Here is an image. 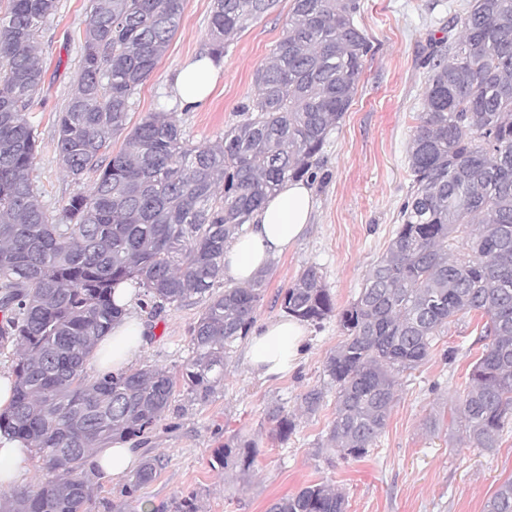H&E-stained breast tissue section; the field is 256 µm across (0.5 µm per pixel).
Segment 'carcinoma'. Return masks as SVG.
Wrapping results in <instances>:
<instances>
[{
    "label": "carcinoma",
    "instance_id": "carcinoma-1",
    "mask_svg": "<svg viewBox=\"0 0 512 512\" xmlns=\"http://www.w3.org/2000/svg\"><path fill=\"white\" fill-rule=\"evenodd\" d=\"M276 0H213L208 53L274 8ZM58 0H9L0 17V346L15 347L16 383L0 429L34 449V490L0 494V512H87L94 448L143 438L170 409L176 388L205 402L224 382L234 343L247 336L267 270L217 290L224 244L268 194L314 177L313 160L349 111L370 42L355 23L359 0H293L271 58L254 72L258 94L224 138L194 145L171 112L128 115L175 35L184 0H91L74 93L58 112L57 159L87 192L61 216L41 201L39 140L25 118L45 83L42 25ZM461 35L440 43L426 65L425 111L409 142L412 176L401 224L341 310L320 268L309 265L281 290V308L314 326L332 316L344 336L323 372L336 387L326 444L364 457L384 432L398 377L430 356L457 316L485 318V346L454 414L466 447L492 451L512 424V0H470ZM125 134L122 148L112 140ZM137 285L142 306L202 304L191 356L179 374L152 364L91 376L99 337L121 316L114 288ZM323 391L301 405L318 411ZM285 440L295 423L270 411ZM259 449L229 440L220 467L253 468ZM159 459L143 460L132 486L150 482ZM345 496L312 483L269 512H346ZM485 512H512V478Z\"/></svg>",
    "mask_w": 512,
    "mask_h": 512
}]
</instances>
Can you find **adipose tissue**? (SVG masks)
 I'll list each match as a JSON object with an SVG mask.
<instances>
[{
    "label": "adipose tissue",
    "instance_id": "1",
    "mask_svg": "<svg viewBox=\"0 0 512 512\" xmlns=\"http://www.w3.org/2000/svg\"><path fill=\"white\" fill-rule=\"evenodd\" d=\"M215 62L202 56L186 65L175 77L174 90L180 105L196 108L206 103L216 76ZM314 210V194L308 181H287L268 197L248 231L232 240L224 250V276L244 285L265 268L271 258L284 253L306 233ZM115 304L123 309L94 348L100 373L127 370L144 344L145 327L132 314L133 289L120 284ZM307 330L300 321L283 316L262 324L248 340L247 359L251 368L264 377H278L294 369L303 356ZM31 451L26 444L0 432V489L19 486L28 468ZM138 460L126 443L95 449L88 458L91 471L105 477H120Z\"/></svg>",
    "mask_w": 512,
    "mask_h": 512
}]
</instances>
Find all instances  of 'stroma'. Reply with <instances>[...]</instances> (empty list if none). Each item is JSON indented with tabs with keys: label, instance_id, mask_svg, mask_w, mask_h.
Wrapping results in <instances>:
<instances>
[{
	"label": "stroma",
	"instance_id": "1",
	"mask_svg": "<svg viewBox=\"0 0 512 512\" xmlns=\"http://www.w3.org/2000/svg\"><path fill=\"white\" fill-rule=\"evenodd\" d=\"M356 22L367 34L368 54L348 112L326 140L313 182L316 208L308 233L267 265L264 297L257 322L282 316L281 288L308 265L320 267L337 307L358 294L371 263L382 254L400 222L399 211L411 190L407 146L424 109V62L435 40L446 37L462 15L466 0H360ZM90 0H59L43 25L41 57L48 72L27 119L40 148L36 174L42 201L61 213L69 198L86 192L92 177L73 181L57 163L56 118L72 93L81 55V34ZM212 0H186L180 27L167 51L139 88L129 113L137 124L148 113L171 112L186 139L204 144L237 123L238 110L256 93L254 72L271 55L291 14L292 0L252 22L224 48L222 68L209 102L194 111L180 109L173 82L186 64L206 55ZM202 311L194 304L165 307L149 315L132 312L146 326L138 363L178 371L191 354V329ZM481 315L470 313L438 337L429 359L401 380L397 401L381 437L362 459H344L323 443L335 414V390L323 373L327 355L342 341L335 319L309 327L307 356L294 371L265 379L246 359V340L237 341L224 368V383L209 400L191 402L176 394L140 455L159 456L153 480L134 496L125 489L134 473L98 478L88 512H112L130 505L155 508L195 495L201 512H268L277 499L317 482L334 484L347 499V512H484L497 487L512 477V428L499 448L487 454L453 448L448 432L451 407L469 383L483 350ZM453 359H445L446 350ZM320 388L324 399L312 415L301 397ZM284 406L296 423L279 440L268 411ZM235 437L252 440L259 454L248 475L212 466L213 449Z\"/></svg>",
	"mask_w": 512,
	"mask_h": 512
}]
</instances>
